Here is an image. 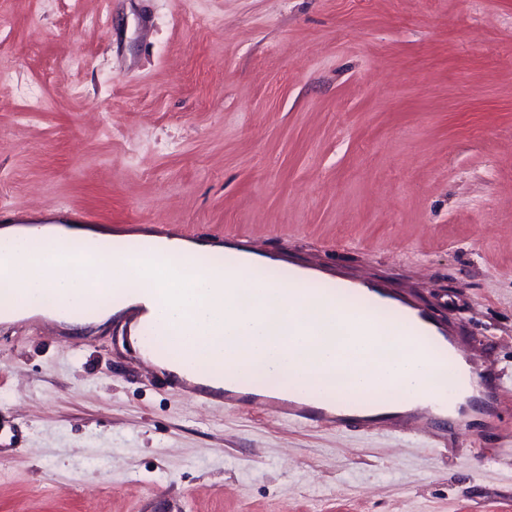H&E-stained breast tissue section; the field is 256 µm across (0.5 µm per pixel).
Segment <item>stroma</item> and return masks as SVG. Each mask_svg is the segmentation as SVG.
I'll return each instance as SVG.
<instances>
[{"label":"stroma","mask_w":512,"mask_h":512,"mask_svg":"<svg viewBox=\"0 0 512 512\" xmlns=\"http://www.w3.org/2000/svg\"><path fill=\"white\" fill-rule=\"evenodd\" d=\"M91 214L379 281L498 420L291 426L174 394L116 323L0 324V512H512L473 450L512 446V0H0V218Z\"/></svg>","instance_id":"obj_1"}]
</instances>
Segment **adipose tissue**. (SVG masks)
Instances as JSON below:
<instances>
[{
	"label": "adipose tissue",
	"instance_id": "1",
	"mask_svg": "<svg viewBox=\"0 0 512 512\" xmlns=\"http://www.w3.org/2000/svg\"><path fill=\"white\" fill-rule=\"evenodd\" d=\"M210 249L154 236L121 244L94 227L0 224V292L23 290L21 301L0 302V322L43 315L42 298L72 288L76 304L98 307L106 321L113 312L102 300L120 293L177 348L165 367L190 380L205 367L244 393L302 378L319 393L390 390L413 405L454 397L444 368L429 367L411 337L348 335L355 313L322 293L276 279L258 286L244 273L228 280L220 269L201 282L173 270ZM247 286L256 301L245 308Z\"/></svg>",
	"mask_w": 512,
	"mask_h": 512
}]
</instances>
